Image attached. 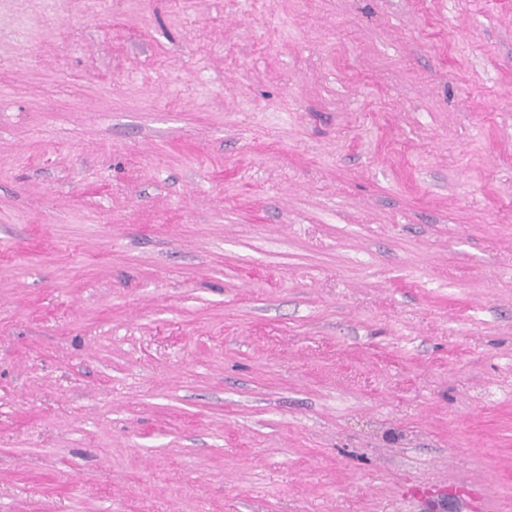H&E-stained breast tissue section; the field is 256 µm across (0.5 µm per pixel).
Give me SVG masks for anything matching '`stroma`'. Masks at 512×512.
<instances>
[{
  "label": "stroma",
  "mask_w": 512,
  "mask_h": 512,
  "mask_svg": "<svg viewBox=\"0 0 512 512\" xmlns=\"http://www.w3.org/2000/svg\"><path fill=\"white\" fill-rule=\"evenodd\" d=\"M0 512H512V0H0Z\"/></svg>",
  "instance_id": "stroma-1"
}]
</instances>
